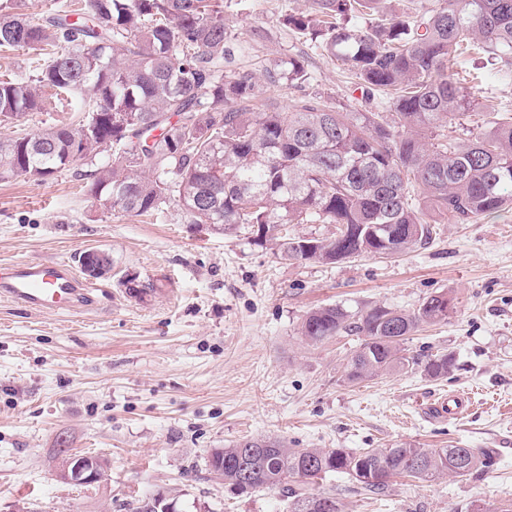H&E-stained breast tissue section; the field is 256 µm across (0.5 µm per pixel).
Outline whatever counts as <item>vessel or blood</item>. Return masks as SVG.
Returning a JSON list of instances; mask_svg holds the SVG:
<instances>
[{"label": "vessel or blood", "instance_id": "vessel-or-blood-1", "mask_svg": "<svg viewBox=\"0 0 512 512\" xmlns=\"http://www.w3.org/2000/svg\"><path fill=\"white\" fill-rule=\"evenodd\" d=\"M93 293L66 260L0 265V298L37 313H80L92 305Z\"/></svg>", "mask_w": 512, "mask_h": 512}]
</instances>
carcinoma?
<instances>
[{
  "label": "carcinoma",
  "instance_id": "1",
  "mask_svg": "<svg viewBox=\"0 0 512 512\" xmlns=\"http://www.w3.org/2000/svg\"><path fill=\"white\" fill-rule=\"evenodd\" d=\"M382 2L312 0L311 11L287 14L282 25L347 62L363 98H378L383 113L314 98L284 111L236 60L240 33L227 23L225 0H88L74 19L67 5L32 18L19 0H0V47L44 52L29 73L0 76V124L30 112L82 113L76 124L1 137L0 180L42 182L83 160L90 195L111 198L114 209L141 215L174 202L191 224L226 236L249 228L284 261L326 264L401 254L428 244L445 220L512 210V117L463 140L441 133L464 126L478 105L480 84L463 90L461 56L512 81V0H437L411 18L382 12ZM355 15L375 21L348 26ZM265 74L287 89L310 78L292 56ZM290 224L335 231L291 235ZM454 308L446 292L408 313L326 306L306 315L301 334L361 337L345 368V380L360 383L416 365L404 344ZM452 366L451 355L435 354L423 372L439 380ZM254 442L216 449L210 469L239 494L297 483L288 512H343L336 495L305 487L331 473L382 493L396 476L431 481L494 465L489 449L405 442L350 452L265 438L267 462L247 481L238 459Z\"/></svg>",
  "mask_w": 512,
  "mask_h": 512
}]
</instances>
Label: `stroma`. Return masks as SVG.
Wrapping results in <instances>:
<instances>
[{"instance_id": "1", "label": "stroma", "mask_w": 512, "mask_h": 512, "mask_svg": "<svg viewBox=\"0 0 512 512\" xmlns=\"http://www.w3.org/2000/svg\"><path fill=\"white\" fill-rule=\"evenodd\" d=\"M227 19L262 68L303 58L299 89L264 82L282 107L316 97L368 109L351 68L283 27L309 0H227ZM264 38L252 47L253 30ZM512 109V84L488 79L466 126ZM83 161L47 180L0 181V263L111 259L95 304L77 315L39 314L0 299V512H130L161 487L182 491L186 512H288L286 491L238 495L211 473L214 449L246 437L293 448H490L496 464L463 478L393 479L371 495L335 473L310 492H335L344 512H485L512 498V212L440 224L433 241L393 257L336 264L276 259L248 230L227 236L187 223L173 204L151 216L110 210L87 192ZM135 274L147 296L123 290ZM446 292L456 310L422 325L408 356L452 354L448 377L420 368L360 383L345 379L358 337L312 342L305 315L325 305L411 312ZM472 392L454 420L431 407ZM107 459V479L77 486L58 476L60 444Z\"/></svg>"}]
</instances>
